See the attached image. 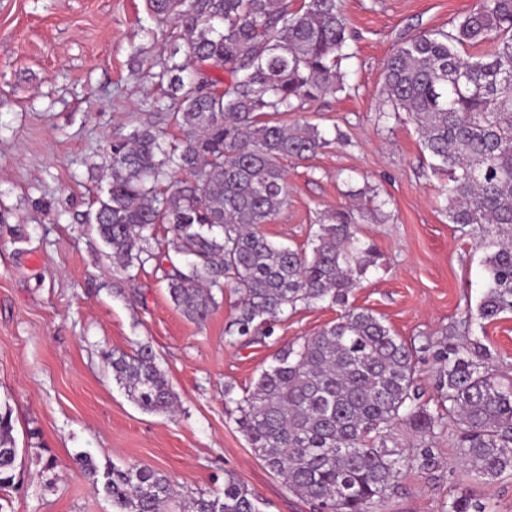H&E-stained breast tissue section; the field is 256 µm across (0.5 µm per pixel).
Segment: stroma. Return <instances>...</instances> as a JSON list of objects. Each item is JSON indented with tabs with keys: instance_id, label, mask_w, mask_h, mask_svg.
<instances>
[{
	"instance_id": "1",
	"label": "stroma",
	"mask_w": 512,
	"mask_h": 512,
	"mask_svg": "<svg viewBox=\"0 0 512 512\" xmlns=\"http://www.w3.org/2000/svg\"><path fill=\"white\" fill-rule=\"evenodd\" d=\"M476 0H342L353 38L345 88L288 113L319 126L329 147L286 165L287 205L264 231L307 247L324 214L353 194L386 204L356 235L382 258L359 279L350 305L381 318L406 343L440 341L475 308L484 253L469 229L449 223L414 124L385 119L384 66L403 41L445 29ZM169 29L145 0H0V403L26 451L8 512H112L72 466L132 463L166 473L184 496L223 493L234 476L263 512H315L254 453L236 401L282 345L333 323L339 306H298L271 337L229 338L238 296L225 290L197 324L171 303L155 263L113 264L86 215L105 188L114 138L150 122L168 136L177 105L151 76L169 50ZM480 337L496 373L512 377V315ZM151 346L178 396L175 414L141 410L112 377L106 352ZM57 462L52 482L43 452ZM467 487L441 467L413 475L373 512H448Z\"/></svg>"
}]
</instances>
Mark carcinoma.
I'll return each mask as SVG.
<instances>
[{"label":"carcinoma","mask_w":512,"mask_h":512,"mask_svg":"<svg viewBox=\"0 0 512 512\" xmlns=\"http://www.w3.org/2000/svg\"><path fill=\"white\" fill-rule=\"evenodd\" d=\"M171 26L168 62L152 74L178 101L180 136L151 125L112 141L109 181L87 214L96 239L124 267L159 262L150 247L168 225L174 250L167 292L188 320L202 323L215 292L240 294L228 331L241 337L274 326L299 304L340 306L336 322L281 346L238 402V424L254 452L317 512H370L411 475L436 470L433 451L448 435L465 479L486 489L512 479V381L489 366L477 337L428 343L440 363L437 398L418 383L415 347L373 314L349 304L358 276L380 253L352 227L379 210L376 196L332 209L310 250L270 241L262 226L288 202L283 162L330 144L308 122L284 124L295 102L342 88L350 37L339 0H146ZM484 46L480 55L468 49ZM186 61L176 62L179 53ZM231 74L227 88L213 74ZM387 119L416 125L434 169L448 176V222L471 227L485 252V289L466 322L479 327L512 313V0H476L448 29L420 33L389 57ZM185 180L167 183L176 173ZM112 376L151 413L175 412L177 397L149 346L111 353ZM406 426L419 443L399 448ZM19 451L11 410L0 407V490L15 487ZM76 469L102 490L113 512H261L257 495L230 477L221 496L180 498L162 471L130 464L99 470L89 453ZM448 512H490L468 489Z\"/></svg>","instance_id":"obj_1"}]
</instances>
